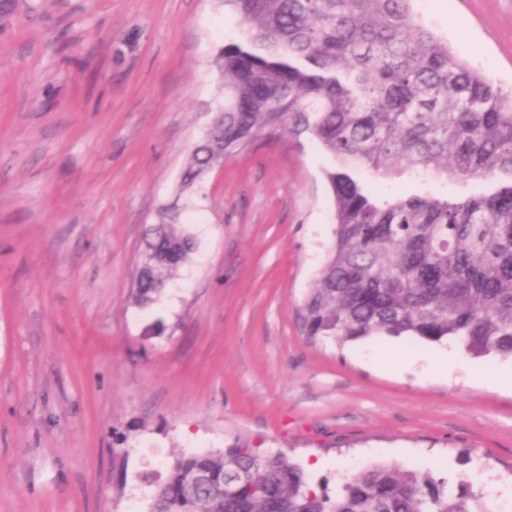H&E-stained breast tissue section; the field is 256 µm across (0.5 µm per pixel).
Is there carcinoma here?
<instances>
[{"mask_svg": "<svg viewBox=\"0 0 512 512\" xmlns=\"http://www.w3.org/2000/svg\"><path fill=\"white\" fill-rule=\"evenodd\" d=\"M411 2L224 0L243 29L215 59L224 103L180 192L264 131L311 136L342 169L327 173L334 238L300 308L306 336H410L512 358V93L417 23ZM363 164L420 182L511 181L457 202L380 200L357 176ZM178 219L146 238L133 285L140 307L193 254ZM152 485L148 512H492L467 478L372 464L331 490L284 453L237 443L222 455L181 453Z\"/></svg>", "mask_w": 512, "mask_h": 512, "instance_id": "obj_1", "label": "carcinoma"}]
</instances>
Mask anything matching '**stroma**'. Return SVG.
I'll use <instances>...</instances> for the list:
<instances>
[{"instance_id":"stroma-1","label":"stroma","mask_w":512,"mask_h":512,"mask_svg":"<svg viewBox=\"0 0 512 512\" xmlns=\"http://www.w3.org/2000/svg\"><path fill=\"white\" fill-rule=\"evenodd\" d=\"M413 10L512 91V0ZM240 29L224 0H16L0 25V512H145L174 455L236 442L333 484L386 463L512 485V360L303 334L339 166L316 140L261 133L179 193ZM174 208L196 250L142 309Z\"/></svg>"}]
</instances>
